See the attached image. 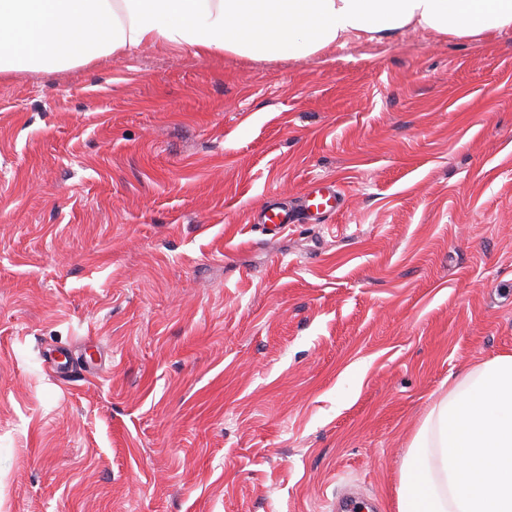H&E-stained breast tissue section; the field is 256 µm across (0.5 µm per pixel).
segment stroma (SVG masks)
<instances>
[{"instance_id": "obj_1", "label": "stroma", "mask_w": 512, "mask_h": 512, "mask_svg": "<svg viewBox=\"0 0 512 512\" xmlns=\"http://www.w3.org/2000/svg\"><path fill=\"white\" fill-rule=\"evenodd\" d=\"M318 179L330 223L254 224ZM501 353L512 30L0 78V512H396L432 402Z\"/></svg>"}]
</instances>
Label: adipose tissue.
I'll list each match as a JSON object with an SVG mask.
<instances>
[{
  "instance_id": "obj_1",
  "label": "adipose tissue",
  "mask_w": 512,
  "mask_h": 512,
  "mask_svg": "<svg viewBox=\"0 0 512 512\" xmlns=\"http://www.w3.org/2000/svg\"><path fill=\"white\" fill-rule=\"evenodd\" d=\"M421 28L512 29V0H0V74L76 66L143 45L304 59ZM398 512H512V354L450 379L400 467Z\"/></svg>"
}]
</instances>
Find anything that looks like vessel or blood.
<instances>
[{"instance_id": "b4317fda", "label": "vessel or blood", "mask_w": 512, "mask_h": 512, "mask_svg": "<svg viewBox=\"0 0 512 512\" xmlns=\"http://www.w3.org/2000/svg\"><path fill=\"white\" fill-rule=\"evenodd\" d=\"M345 205L342 190L332 182L320 180L308 184L299 206H291L278 197L268 198L254 216L265 234L277 235L292 224H324Z\"/></svg>"}]
</instances>
